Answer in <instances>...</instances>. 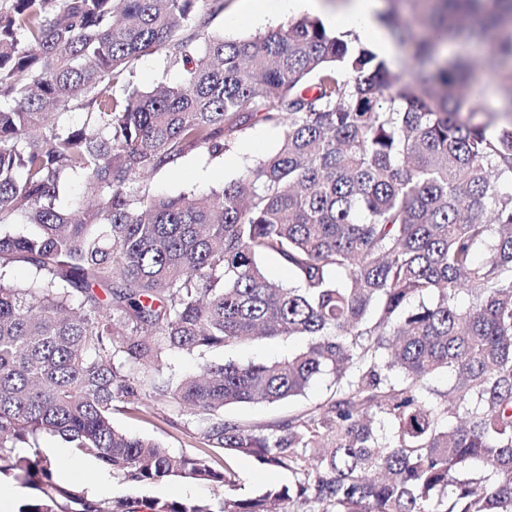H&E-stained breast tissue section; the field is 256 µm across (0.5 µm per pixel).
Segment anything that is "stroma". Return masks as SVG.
Instances as JSON below:
<instances>
[{
    "label": "stroma",
    "instance_id": "1",
    "mask_svg": "<svg viewBox=\"0 0 512 512\" xmlns=\"http://www.w3.org/2000/svg\"><path fill=\"white\" fill-rule=\"evenodd\" d=\"M286 22L283 16L266 21L246 17L239 9V0H224V8L214 16L210 30L232 38L272 31ZM279 139L276 131L258 125L251 128L222 160H212L205 152L198 151L174 167L152 175L147 183L159 195L200 194L216 189L238 179L245 166L257 157L273 152ZM303 345L304 341L300 338L245 340L202 355L172 350L168 352L166 361L170 374L179 377L197 371L208 362L270 364L288 358ZM334 389L332 376H321L311 382L304 396L273 404L230 406L225 408L224 417L246 426L273 428L288 419L306 417L317 404L330 397ZM112 424L130 435L156 439L174 454L196 455L203 446L196 429L195 416L170 399L152 403L144 412L129 410L125 403L116 402ZM219 463L231 472L232 486H215L172 477L142 487L111 473L107 476L109 488L101 493L100 498L104 501L129 498L159 502L217 500L229 495L246 498L267 488L289 485L294 481L288 471L265 466L252 456L224 455Z\"/></svg>",
    "mask_w": 512,
    "mask_h": 512
}]
</instances>
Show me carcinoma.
Listing matches in <instances>:
<instances>
[{"instance_id": "1", "label": "carcinoma", "mask_w": 512, "mask_h": 512, "mask_svg": "<svg viewBox=\"0 0 512 512\" xmlns=\"http://www.w3.org/2000/svg\"><path fill=\"white\" fill-rule=\"evenodd\" d=\"M384 2L407 77L318 16L226 39L209 31L224 0L0 5V476L37 490L17 512H135L55 483L43 434L142 486H228L209 461L223 451L294 477L149 512H512V0ZM160 52L179 78L136 84ZM475 59L501 108L479 102ZM257 124L278 147L222 189L132 188L194 151L223 158ZM296 336L271 365L163 374L173 349ZM443 369L448 390L427 387ZM319 375L335 391L303 420H224ZM166 397L194 410L204 455L113 427L115 400Z\"/></svg>"}]
</instances>
